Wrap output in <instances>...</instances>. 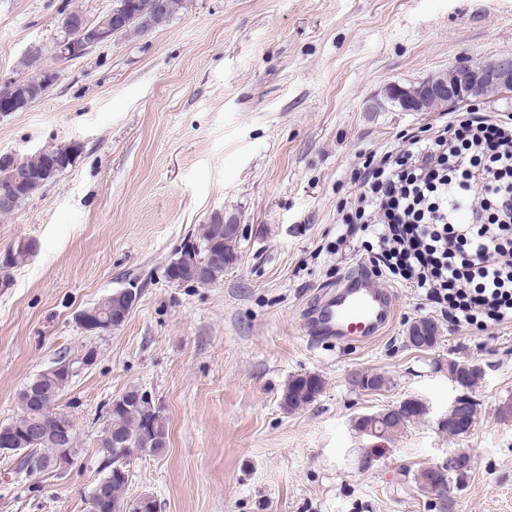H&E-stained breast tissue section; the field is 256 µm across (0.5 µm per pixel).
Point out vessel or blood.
<instances>
[{"label": "vessel or blood", "mask_w": 512, "mask_h": 512, "mask_svg": "<svg viewBox=\"0 0 512 512\" xmlns=\"http://www.w3.org/2000/svg\"><path fill=\"white\" fill-rule=\"evenodd\" d=\"M393 314L392 293L375 287L370 277L358 271L317 301L306 314L303 330L314 340L364 343L381 336Z\"/></svg>", "instance_id": "b4317fda"}]
</instances>
